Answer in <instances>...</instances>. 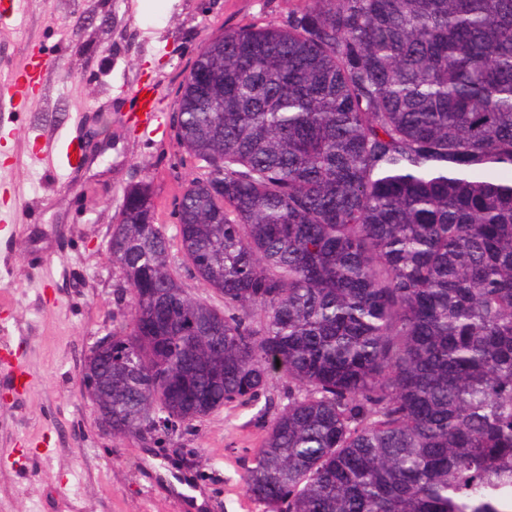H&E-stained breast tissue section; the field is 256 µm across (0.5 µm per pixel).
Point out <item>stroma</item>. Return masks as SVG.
Instances as JSON below:
<instances>
[{
	"label": "stroma",
	"instance_id": "obj_1",
	"mask_svg": "<svg viewBox=\"0 0 512 512\" xmlns=\"http://www.w3.org/2000/svg\"><path fill=\"white\" fill-rule=\"evenodd\" d=\"M308 0H25L0 17V63L41 64L27 109L0 112V512H269L241 476L288 403L273 374L258 398L167 433L104 431L81 368L126 308L108 241L128 188L151 184L166 230L201 161L180 145L179 87L203 45L224 29L280 23ZM153 90L165 119L144 135L138 89ZM82 144L77 168L48 171L41 135Z\"/></svg>",
	"mask_w": 512,
	"mask_h": 512
}]
</instances>
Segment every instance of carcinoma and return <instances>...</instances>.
<instances>
[{
	"label": "carcinoma",
	"instance_id": "obj_1",
	"mask_svg": "<svg viewBox=\"0 0 512 512\" xmlns=\"http://www.w3.org/2000/svg\"><path fill=\"white\" fill-rule=\"evenodd\" d=\"M176 134L171 238L126 192L112 434L298 391L242 475L271 512H512V0H309L224 30ZM260 313L261 329L252 326ZM181 263L182 253L179 251V247L176 240H174L170 252V264L173 269L178 270L179 273L181 274V283L183 288H185L186 291H188L190 294L194 296L202 297L211 304L217 307H222L220 298L213 292V290L206 286L202 281L193 277H189L184 272V269L181 267Z\"/></svg>",
	"mask_w": 512,
	"mask_h": 512
}]
</instances>
